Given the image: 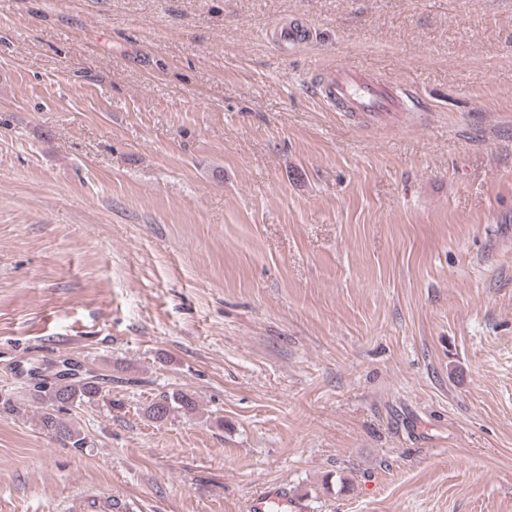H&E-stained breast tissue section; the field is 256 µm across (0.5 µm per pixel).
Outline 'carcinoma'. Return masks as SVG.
Listing matches in <instances>:
<instances>
[{
    "label": "carcinoma",
    "mask_w": 512,
    "mask_h": 512,
    "mask_svg": "<svg viewBox=\"0 0 512 512\" xmlns=\"http://www.w3.org/2000/svg\"><path fill=\"white\" fill-rule=\"evenodd\" d=\"M71 364L76 367V371H53L47 377L34 381L29 392L32 399L41 404V430L66 447L81 448L85 445L84 438L65 415L77 405L104 397L106 379L74 360ZM196 410L195 398L178 390L148 405L146 415L155 422H162L175 413L187 415Z\"/></svg>",
    "instance_id": "cac0c4a2"
}]
</instances>
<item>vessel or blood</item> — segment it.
<instances>
[{
	"label": "vessel or blood",
	"instance_id": "b4317fda",
	"mask_svg": "<svg viewBox=\"0 0 512 512\" xmlns=\"http://www.w3.org/2000/svg\"><path fill=\"white\" fill-rule=\"evenodd\" d=\"M309 30L298 23H287L276 31V40L289 48L306 41ZM319 98L332 110L338 112H360L372 119L380 120L394 113L408 111L416 96L403 85H390L371 79L351 66L333 69L326 77L315 80ZM285 499L283 490L266 488L250 502V512H271ZM120 500L108 490L73 491L61 504L59 512H122Z\"/></svg>",
	"mask_w": 512,
	"mask_h": 512
}]
</instances>
